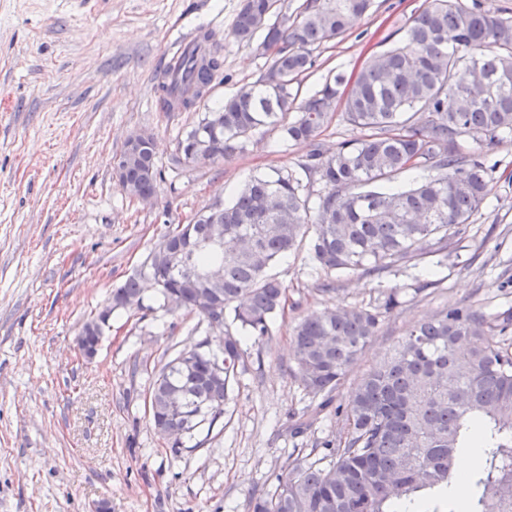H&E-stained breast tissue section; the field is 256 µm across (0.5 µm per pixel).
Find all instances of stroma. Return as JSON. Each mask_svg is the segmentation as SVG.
<instances>
[{
	"instance_id": "stroma-1",
	"label": "stroma",
	"mask_w": 512,
	"mask_h": 512,
	"mask_svg": "<svg viewBox=\"0 0 512 512\" xmlns=\"http://www.w3.org/2000/svg\"><path fill=\"white\" fill-rule=\"evenodd\" d=\"M242 0H0V512H248L273 491L297 449L336 441L324 410L294 425L309 403L295 374L292 328L336 307L370 308L390 291L388 316L343 385L381 362L406 331L438 310L512 306V137L461 140L494 163L488 205L461 233L429 241L425 262L380 276L323 272L307 250L274 265L288 302L264 346L241 336L247 358L223 417L203 444L172 453L147 412L151 374L208 334L197 314L166 311L143 282L140 306L112 313L95 358L78 350L83 323L137 273L166 231L251 176L296 168L309 143L257 130L244 151L213 164L174 167L179 138L271 64L232 34ZM423 0H372L342 41L314 51L301 78L358 71L403 42ZM224 62L207 94L165 112L158 98L173 55L199 34ZM145 131L161 172L154 204L127 196L113 166L127 138ZM428 283L419 291V283Z\"/></svg>"
}]
</instances>
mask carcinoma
<instances>
[{
  "instance_id": "obj_1",
  "label": "carcinoma",
  "mask_w": 512,
  "mask_h": 512,
  "mask_svg": "<svg viewBox=\"0 0 512 512\" xmlns=\"http://www.w3.org/2000/svg\"><path fill=\"white\" fill-rule=\"evenodd\" d=\"M275 0H244L232 29L235 39L272 52L259 84L240 88L217 108L222 123L205 113L178 140L175 161L188 164L199 140L217 144L224 159L245 149L266 128L292 142L313 141L343 106L346 123L363 131L331 153L315 147L299 168L324 187L316 207L294 171L252 177L228 205L207 213L224 225V249L202 246L208 223L190 225L193 248L180 266H152L163 300L194 312L196 289L188 272L224 266V307L199 312L208 322L226 317L259 347L272 336V319L287 289L269 274L273 264L307 245L327 274L382 275L423 255L420 244L461 231L487 204L492 169L482 153H463L458 138L491 144L512 135V18L479 3L424 0L402 44L371 56L352 80L341 74L298 100L299 77L312 53L343 37L371 0H304L293 13ZM196 37L172 58L159 103L188 109L207 92L222 67ZM419 115L411 122L408 113ZM414 169L426 175L412 187L388 186ZM158 171L152 141L128 163L125 183L142 198L156 195ZM138 278L112 289V310L141 303ZM400 304L388 293L374 308L326 309L293 328L296 374L318 400L304 414L330 407L382 321ZM512 308L486 314L450 307L426 317L399 340L390 356L366 372L335 408L343 446L321 459H297L276 477L271 494L253 498L249 512H512ZM190 355L193 370L182 369ZM245 351L224 334V379L210 381L216 354L203 343L182 351L155 375L149 397L152 422L172 429L205 423L212 429ZM179 389L182 408H171L165 390ZM478 450L476 465L457 474L459 449Z\"/></svg>"
}]
</instances>
